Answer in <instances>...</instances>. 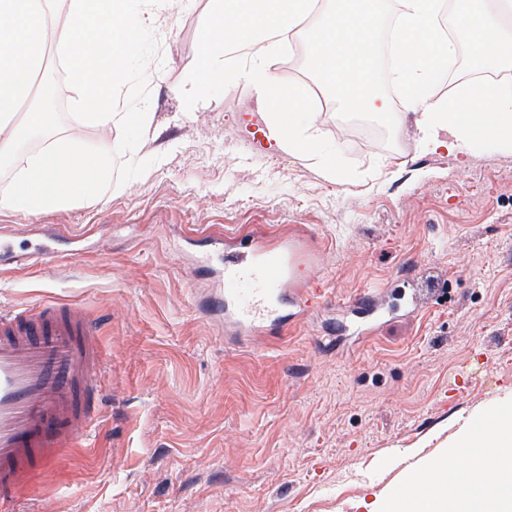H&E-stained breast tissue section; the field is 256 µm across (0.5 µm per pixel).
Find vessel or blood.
I'll return each instance as SVG.
<instances>
[{
  "instance_id": "1",
  "label": "vessel or blood",
  "mask_w": 512,
  "mask_h": 512,
  "mask_svg": "<svg viewBox=\"0 0 512 512\" xmlns=\"http://www.w3.org/2000/svg\"><path fill=\"white\" fill-rule=\"evenodd\" d=\"M297 250L288 241L243 238L216 270L224 319L241 342L300 320L312 293L299 287ZM344 331L373 334L382 313L375 296L349 304ZM101 331L82 309L47 302L36 312L0 311V502L80 446L93 431L102 394Z\"/></svg>"
}]
</instances>
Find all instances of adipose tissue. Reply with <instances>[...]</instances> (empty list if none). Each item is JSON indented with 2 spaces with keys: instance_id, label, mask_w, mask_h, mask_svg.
Masks as SVG:
<instances>
[{
  "instance_id": "ef3b65f1",
  "label": "adipose tissue",
  "mask_w": 512,
  "mask_h": 512,
  "mask_svg": "<svg viewBox=\"0 0 512 512\" xmlns=\"http://www.w3.org/2000/svg\"><path fill=\"white\" fill-rule=\"evenodd\" d=\"M57 3L0 0V160L21 168L0 193L1 210L40 212L77 196L94 202L121 189V180L112 177L110 133L130 115L117 111L116 97L129 80V58L145 32L160 28L170 0H67V25L56 50L76 90L75 108L105 138L93 152L52 144L28 159L19 146L42 131L45 115L26 104L44 70ZM391 10L392 80L401 101L417 112L422 146L458 154L490 143L512 152L511 86L475 83L450 98L433 93L449 58L462 48L473 67L512 68V0H326L317 11L311 0H212L211 21L198 35L200 65L178 93L193 107L216 84L248 88L264 111L267 140L325 177L345 179L335 150L322 140L310 88L280 76L282 40L300 38L309 70L333 102L396 131L400 113L375 90L380 28ZM497 403L500 417L490 438L464 431L454 442L478 464L500 462L494 483H484L475 471L458 472L408 499L374 496L366 512H461L464 495L477 512H512V390Z\"/></svg>"
}]
</instances>
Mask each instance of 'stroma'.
<instances>
[{
  "mask_svg": "<svg viewBox=\"0 0 512 512\" xmlns=\"http://www.w3.org/2000/svg\"><path fill=\"white\" fill-rule=\"evenodd\" d=\"M210 0H177L128 61L118 107L149 131L112 130L123 187L37 214L0 210L15 251L53 225L66 258H0V310L53 300L101 325L106 396L81 447L35 476L14 512H362L448 450L459 426L512 388V153H428L416 117L393 134L329 106L325 144L349 171L325 178L251 128L246 90L188 108ZM52 137L96 150L56 55ZM286 236L299 275L328 298L287 330L240 345L200 256L244 233ZM380 290L397 312L337 349L336 304Z\"/></svg>",
  "mask_w": 512,
  "mask_h": 512,
  "instance_id": "stroma-1",
  "label": "stroma"
}]
</instances>
